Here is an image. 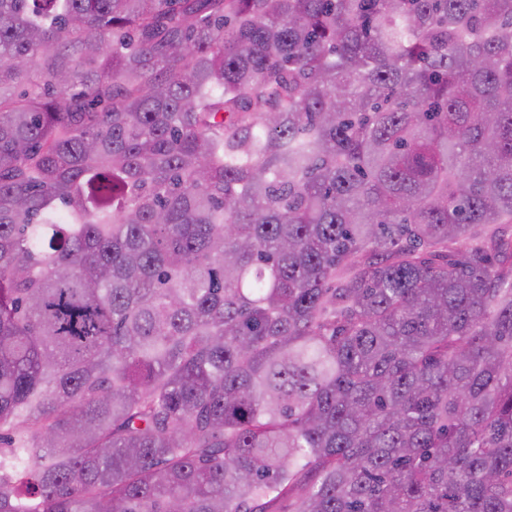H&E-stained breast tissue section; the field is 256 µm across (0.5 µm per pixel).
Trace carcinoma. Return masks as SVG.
Returning <instances> with one entry per match:
<instances>
[{"mask_svg":"<svg viewBox=\"0 0 512 512\" xmlns=\"http://www.w3.org/2000/svg\"><path fill=\"white\" fill-rule=\"evenodd\" d=\"M512 0H0V512H512Z\"/></svg>","mask_w":512,"mask_h":512,"instance_id":"1","label":"carcinoma"}]
</instances>
